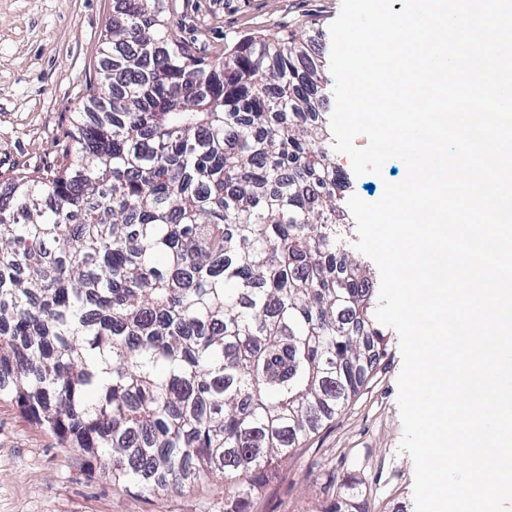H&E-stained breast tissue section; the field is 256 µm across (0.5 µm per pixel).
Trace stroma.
Returning a JSON list of instances; mask_svg holds the SVG:
<instances>
[{
  "mask_svg": "<svg viewBox=\"0 0 512 512\" xmlns=\"http://www.w3.org/2000/svg\"><path fill=\"white\" fill-rule=\"evenodd\" d=\"M115 0H0V195L17 176L56 164L72 116L96 79ZM172 31L195 55L215 57L238 40L294 31L329 57L341 0H162ZM341 200L378 201L406 176L398 159L381 175L355 176L337 154ZM376 369L349 405L297 448L252 495L246 512H333L340 481L355 480L358 512H415L414 466L400 452L399 336L384 330ZM0 512H224V482L156 496L112 485L74 449L0 400Z\"/></svg>",
  "mask_w": 512,
  "mask_h": 512,
  "instance_id": "stroma-1",
  "label": "stroma"
}]
</instances>
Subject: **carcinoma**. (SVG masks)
Returning <instances> with one entry per match:
<instances>
[{
    "label": "carcinoma",
    "instance_id": "carcinoma-1",
    "mask_svg": "<svg viewBox=\"0 0 512 512\" xmlns=\"http://www.w3.org/2000/svg\"><path fill=\"white\" fill-rule=\"evenodd\" d=\"M116 0L61 162L0 200V398L143 495L224 512L362 386L365 270L336 253L324 62L290 32L196 57Z\"/></svg>",
    "mask_w": 512,
    "mask_h": 512
}]
</instances>
